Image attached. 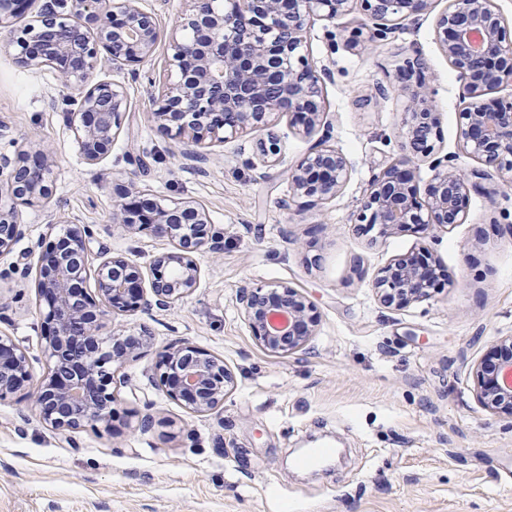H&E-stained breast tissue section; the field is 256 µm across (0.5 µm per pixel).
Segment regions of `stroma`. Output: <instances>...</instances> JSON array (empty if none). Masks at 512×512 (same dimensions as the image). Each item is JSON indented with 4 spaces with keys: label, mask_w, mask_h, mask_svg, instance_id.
I'll return each mask as SVG.
<instances>
[{
    "label": "stroma",
    "mask_w": 512,
    "mask_h": 512,
    "mask_svg": "<svg viewBox=\"0 0 512 512\" xmlns=\"http://www.w3.org/2000/svg\"><path fill=\"white\" fill-rule=\"evenodd\" d=\"M447 6L434 0L420 24L366 50L350 43L361 7L315 22L304 53L335 73L323 120L329 146L350 168L334 199L287 207L284 166L250 165L271 132L286 164L306 152L308 140L287 118L226 140L201 163L152 121L150 85L171 79L167 42L139 78L107 70L127 108L110 156L90 166L67 124L69 90L50 69L17 67L0 32V152L28 141L56 160L51 200L18 206L25 235L0 254V335L29 355L28 382L0 399V512H512V415L478 404L472 373L512 336V196L488 180L470 190L463 223L411 225L384 238L354 225L373 170L399 151L407 101L396 73L407 56L428 63L438 153L467 172L484 167L458 144L457 73L434 39ZM124 194L199 202L224 249L203 254L197 288L175 304L102 318L101 337L147 333L151 345L118 371L112 430L60 431L33 404L49 369L38 258L64 233L62 214L91 226L93 267L103 245L145 266L172 250L168 239L117 222ZM425 249L439 264V287L401 308L381 305L371 286L381 269ZM282 284L309 297L319 324L310 350L274 356L257 344L236 295ZM176 341L231 371L223 407L197 415L167 395L158 360ZM148 413L152 424L141 426Z\"/></svg>",
    "instance_id": "1"
}]
</instances>
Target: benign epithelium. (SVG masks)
<instances>
[{"label": "benign epithelium", "instance_id": "obj_1", "mask_svg": "<svg viewBox=\"0 0 512 512\" xmlns=\"http://www.w3.org/2000/svg\"><path fill=\"white\" fill-rule=\"evenodd\" d=\"M25 0H0V29H12ZM191 13L182 25L189 34L171 35L168 67L178 81L163 87L152 117L190 147L193 156L207 158L208 149L247 131L272 128L277 119L291 115L306 139H315L307 152L288 165V198L323 202L336 196L349 173L346 157L326 146L321 98L334 72L315 69L303 61L300 49L315 20L328 21L348 14L351 0H190ZM365 40L374 42L395 33V26L416 24L433 0H361ZM435 39L457 71L460 82L458 139L463 149L481 159L487 169L474 177L488 179L492 172L512 179V100L490 99L493 90L512 82V32L508 31L493 0H449L448 9L435 21ZM164 35L156 14L139 0H50L35 23L8 41L18 67H48L67 89L75 91L68 112L69 128L80 156L96 165L112 151L115 129L126 111L121 87L98 74L117 66L139 75L140 65L153 55ZM426 63L417 55L405 61L406 77L415 83L401 87L409 101L402 118V141L396 158L373 173L360 201L355 223L378 234H393L407 225L447 226L464 218L463 203L469 180L445 155L432 160L433 182L428 200L416 201L412 181L418 157L435 150L440 124L432 90L422 79ZM277 136L268 132L260 149L264 167L280 163ZM54 161L46 147L23 145L11 156L0 153V253L12 250L24 235L17 220V205L38 206L53 194L50 173ZM117 220L131 233L150 231L175 241L174 250L150 264L151 299L145 298L142 268L136 260L112 254L94 269L88 264V243L93 231L87 224L66 230V247L49 250L39 260L36 288L47 299L45 352L51 362L36 396L43 420L61 431L112 424L116 400L115 371L150 344L143 336L110 339L112 353L99 352L105 341L96 334L98 317L111 311H136L155 303L169 306L197 287L199 256L218 253L222 241L211 231L206 210L193 201L152 202L136 218L129 206L117 204ZM171 268V274L162 270ZM435 268L421 259H397L373 283L387 307L429 296ZM94 279L96 295L86 289ZM244 320L260 347L272 354L289 355L306 349L316 333L314 305L288 285L243 288L237 297ZM288 323L275 328L274 315ZM488 364L476 367L479 403L486 410L512 414V385L503 372ZM160 378L172 398H182L195 413L223 406L233 386L224 363L188 342L169 346L160 363ZM28 378V356L8 336H0V397L16 391Z\"/></svg>", "mask_w": 512, "mask_h": 512}]
</instances>
